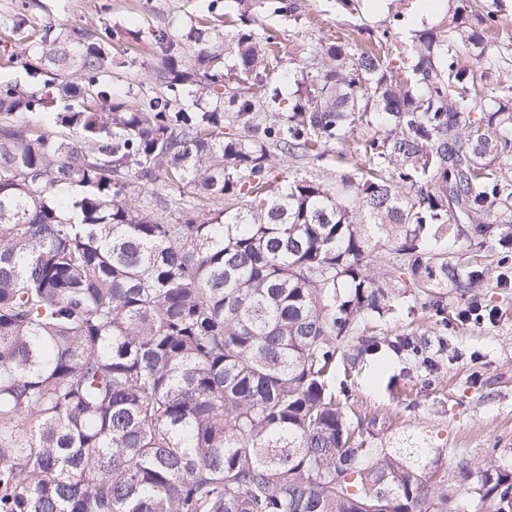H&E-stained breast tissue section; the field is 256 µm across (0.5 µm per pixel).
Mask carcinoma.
Masks as SVG:
<instances>
[{
  "instance_id": "carcinoma-1",
  "label": "carcinoma",
  "mask_w": 512,
  "mask_h": 512,
  "mask_svg": "<svg viewBox=\"0 0 512 512\" xmlns=\"http://www.w3.org/2000/svg\"><path fill=\"white\" fill-rule=\"evenodd\" d=\"M459 2L407 53L398 11L302 43L288 98L254 8L298 28L294 2L157 31L164 91L137 105L101 81L119 36L46 29L43 89L0 83V512H512V463L380 448L326 384L382 354L435 373L429 337L358 328L403 302L448 326L445 288L512 249V85L462 61L507 32ZM335 148V180L296 169ZM138 180L206 217L133 205Z\"/></svg>"
}]
</instances>
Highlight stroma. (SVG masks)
<instances>
[{"label":"stroma","mask_w":512,"mask_h":512,"mask_svg":"<svg viewBox=\"0 0 512 512\" xmlns=\"http://www.w3.org/2000/svg\"><path fill=\"white\" fill-rule=\"evenodd\" d=\"M300 2L308 18L302 29L276 15L262 17L288 58L305 33L321 38L340 28H372L387 16L370 0H363L357 16L339 12L335 0ZM234 17V0H0V82L32 84L23 55L37 51L48 26L80 25L122 34L102 79L129 101L146 100L162 91L153 78L161 51L152 31L177 35L202 22L219 27ZM476 296L493 311L480 324L460 319L464 301L456 290L448 292L447 347L435 356L437 379L425 381L404 359L384 356L370 360L341 393L342 404L354 413L385 422L378 446L423 445L438 454L443 469L453 450L475 462L489 455L512 460V288H482Z\"/></svg>","instance_id":"stroma-1"}]
</instances>
